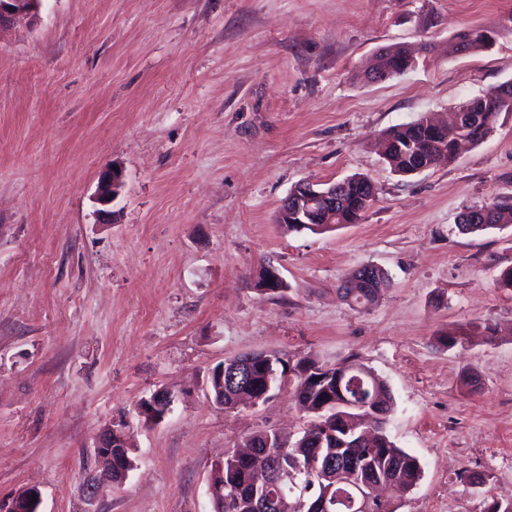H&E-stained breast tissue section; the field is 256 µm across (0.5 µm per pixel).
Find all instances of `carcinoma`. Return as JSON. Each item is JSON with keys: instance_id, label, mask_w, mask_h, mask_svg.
I'll return each instance as SVG.
<instances>
[{"instance_id": "1", "label": "carcinoma", "mask_w": 512, "mask_h": 512, "mask_svg": "<svg viewBox=\"0 0 512 512\" xmlns=\"http://www.w3.org/2000/svg\"><path fill=\"white\" fill-rule=\"evenodd\" d=\"M486 31L485 27H476L460 33V36L468 40L471 50L474 51L486 47ZM412 62L413 56L402 49L389 54L383 60V65L390 73L398 74ZM464 105L477 111L481 116L480 123L460 129L451 128L448 134L431 140L432 148L446 151L449 158L452 157L456 140L483 142L493 132L499 114L512 111V101H495L484 94L466 100ZM414 135L412 128H394L387 131L391 141L387 151L391 169H406V141ZM345 200V208L338 213L336 223H358L367 205L358 190L351 185L348 186ZM504 224H512V204L502 205L484 223L468 224L467 231L470 234L482 233ZM374 280L373 288H346L344 293L353 294V303L367 305L389 283L382 270L378 271ZM322 368L323 363L313 356L302 357L292 363L296 376L297 402L311 420L303 434L287 444V448L280 455L282 480L272 492L286 496L291 506L305 502V512H311V505L324 495L328 496V501L335 502L331 512H353L345 502V496L355 493L353 488L338 480L322 482L308 469L315 443L319 442L322 448L320 455L325 460L354 458L358 466L357 477L364 483L373 484L386 478L394 479L398 484V494L385 502H372L367 512H397V501L419 484L423 471L419 460L397 447L386 433L385 425L394 404L390 388L382 378L364 366L345 376L339 369L328 375L321 372ZM367 399L374 401L377 411L382 413V419L373 426V440L368 444H360L358 440L362 433L363 419L370 414V409H364L360 404ZM267 442L274 447L277 445V438L271 430H260L246 437L243 446L253 447L261 452ZM256 480L257 472L249 460L235 459L232 451L224 454V470L215 475V482L234 485L244 494L251 490Z\"/></svg>"}]
</instances>
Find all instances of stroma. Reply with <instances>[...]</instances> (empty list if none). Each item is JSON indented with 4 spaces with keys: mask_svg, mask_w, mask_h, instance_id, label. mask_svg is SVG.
I'll return each mask as SVG.
<instances>
[{
    "mask_svg": "<svg viewBox=\"0 0 512 512\" xmlns=\"http://www.w3.org/2000/svg\"><path fill=\"white\" fill-rule=\"evenodd\" d=\"M498 30L455 55L453 37ZM405 73L360 77L382 47ZM512 82V0H46L0 34V500L43 512H210L214 464L245 436L297 437L290 382L228 411L212 370L246 352L353 360L394 398L386 430L423 477L398 512L512 503V224L461 233L468 207L512 196V112L452 161L404 177L377 141ZM121 168L112 203L99 177ZM360 174L359 223L288 233L299 181ZM277 267L287 287L258 291ZM390 282L359 307L360 266ZM465 328L467 342L436 345ZM157 424L136 413L159 388ZM131 434L134 468L88 499L94 442ZM484 474L477 489L465 472ZM371 269L372 265H363L361 266L355 274L348 280H345L341 283L339 287L340 291H344V297L348 299L347 294L353 293L354 296L351 299L353 303L362 306L370 304L375 300L378 294L383 290V288H387L389 280L384 271L379 269L378 273L374 276L375 286L377 288H354L357 287L363 282H369L371 279ZM176 401V396L165 389H158L151 394L148 399H145L138 407V416L143 418L148 423H156L157 410H164L166 416L171 410ZM33 495H36V502L31 504ZM41 492L35 487H23L14 492L6 506L2 505L5 512H43L41 510ZM24 505L25 507H22Z\"/></svg>",
    "mask_w": 512,
    "mask_h": 512,
    "instance_id": "35a3bbf8",
    "label": "stroma"
}]
</instances>
